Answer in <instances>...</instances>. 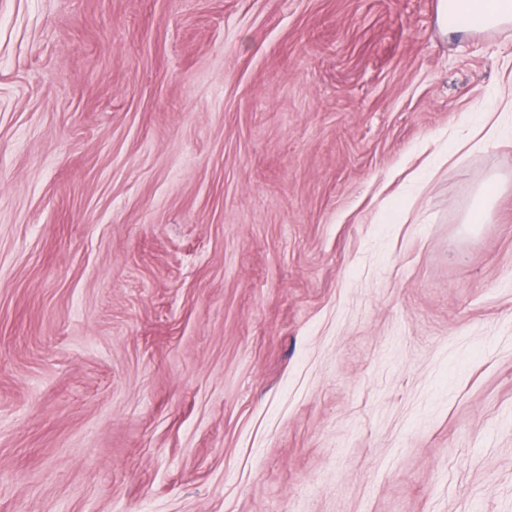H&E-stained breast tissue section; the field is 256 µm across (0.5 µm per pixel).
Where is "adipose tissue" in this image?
<instances>
[{"mask_svg":"<svg viewBox=\"0 0 512 512\" xmlns=\"http://www.w3.org/2000/svg\"><path fill=\"white\" fill-rule=\"evenodd\" d=\"M439 19L449 32H473L512 24V0H439ZM512 139V89L498 88L486 110L469 113L460 133L449 137V152L477 149Z\"/></svg>","mask_w":512,"mask_h":512,"instance_id":"adipose-tissue-1","label":"adipose tissue"}]
</instances>
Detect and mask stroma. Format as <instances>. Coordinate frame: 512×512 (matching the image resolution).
<instances>
[{
    "instance_id": "obj_1",
    "label": "stroma",
    "mask_w": 512,
    "mask_h": 512,
    "mask_svg": "<svg viewBox=\"0 0 512 512\" xmlns=\"http://www.w3.org/2000/svg\"><path fill=\"white\" fill-rule=\"evenodd\" d=\"M438 5L0 0V512H512V141L376 220L512 80Z\"/></svg>"
}]
</instances>
